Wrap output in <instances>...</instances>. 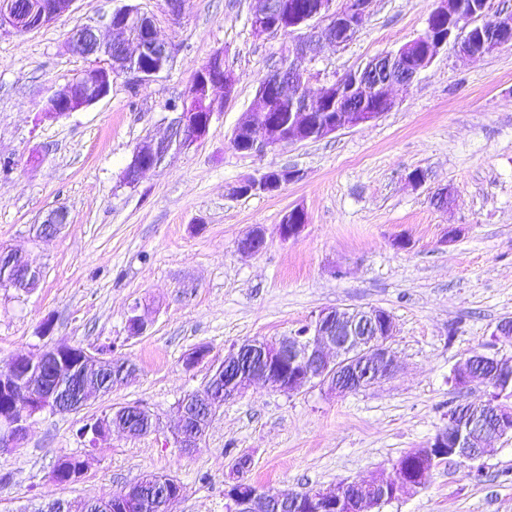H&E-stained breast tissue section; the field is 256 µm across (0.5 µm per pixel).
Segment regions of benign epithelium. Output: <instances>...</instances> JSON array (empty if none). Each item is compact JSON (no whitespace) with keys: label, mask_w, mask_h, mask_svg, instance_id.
Instances as JSON below:
<instances>
[{"label":"benign epithelium","mask_w":512,"mask_h":512,"mask_svg":"<svg viewBox=\"0 0 512 512\" xmlns=\"http://www.w3.org/2000/svg\"><path fill=\"white\" fill-rule=\"evenodd\" d=\"M75 0H44L41 16L55 20L71 11ZM251 16L253 33L262 38L278 33L290 34L296 30H318L325 40L343 45L362 27L371 15L373 0H344L337 7L334 0H321L311 13L289 14L282 11L278 0H254ZM0 3V30L10 27L18 30L20 17ZM105 30L84 26L68 36V47L81 55H95L98 65L72 81L53 88L42 101L41 112L49 118H60L87 107L107 95L112 77L130 74L135 81H146L163 71L174 56L172 45L157 39L153 19L132 9L113 12L105 23ZM453 42L461 54L478 57L512 43V10L496 9L491 0H438L430 14L425 32L395 51L373 58L357 72L362 79L360 87L375 95L373 104L359 99L355 91L345 87L348 75L320 88L315 100L300 97L293 100L288 124L274 120L269 114L272 98L285 91L302 87L308 70L300 67L306 56V42L298 41L289 47L277 67L260 83L256 97L233 129L230 144L243 154H263L291 143L325 138L340 130L358 127L379 118L393 106L386 88L393 83L410 84L428 68L441 49ZM224 90V96L215 95V89ZM235 78L225 68L216 71L209 66L197 68L191 77L180 111L170 122V135L139 143L124 172L128 185L138 183L141 175L162 163L171 150L181 149L201 140L208 132L215 114L224 110V104L233 96ZM325 108L322 124L313 126L312 114ZM300 172L294 168H269L238 183L233 189L237 196L271 193L298 180ZM65 211L48 213L40 225V236L54 235L66 223ZM307 224L304 209L293 207L283 216L279 234L284 240L300 235ZM264 245V233L256 228L238 242L243 254H255ZM396 335L393 316L385 310L327 309L319 312L306 327L302 336H284L278 340L254 339L233 344L224 354V367L231 369L245 357L259 358V364L243 377H236L229 385L228 398L243 395L255 381L269 387L293 393L307 385H317L334 396H343L349 387L343 383V373L354 367H365L374 374L377 383L397 371L392 342ZM78 360L86 373L101 369L108 360L102 352L87 349L75 351V346L55 343L46 347L37 358L17 355L10 366L0 370V395L13 400L19 407L0 411V449L18 448L25 439L30 421L45 411H67L72 406L56 392L43 393L35 389L29 375L51 361L58 373L73 371L71 363ZM512 374V358L474 353L452 370V380L460 388L471 383L487 381L492 374ZM288 374V383L280 377ZM483 405L490 409L492 425L483 431L477 442L478 451L470 456H459V462L474 463L493 451L490 440L512 434V405L499 397H488ZM213 411L189 417L184 410L176 411L174 442L181 448L197 446L209 426ZM473 441L470 428L459 423L457 414H448V428L437 433L424 448H414L411 454L426 459L422 476L408 477L399 471L385 479L375 476L369 480L339 482L333 487L318 489L307 495H271L237 478L227 485L225 496L232 503V512H374L383 505L426 484L435 464L448 456L450 448H467ZM140 500L137 485L121 490L116 502L124 512Z\"/></svg>","instance_id":"7a95c632"}]
</instances>
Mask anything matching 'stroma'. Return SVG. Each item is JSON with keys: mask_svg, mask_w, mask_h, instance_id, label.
Instances as JSON below:
<instances>
[{"mask_svg": "<svg viewBox=\"0 0 512 512\" xmlns=\"http://www.w3.org/2000/svg\"><path fill=\"white\" fill-rule=\"evenodd\" d=\"M252 6L187 0L175 19L164 0H75L50 24L0 32V160L9 164L0 172V247L42 273L31 292L0 288V364L67 341L91 351L114 345L136 369L128 384L78 410L35 416L21 446L0 451V512L106 497L149 473L182 485L172 512H229L225 486L244 455L243 479L272 494L387 477L446 426L452 407L484 400L481 384L450 383L459 361L475 351L512 357V343L493 336L512 318V45L479 58L447 46L411 85L391 87L394 105L375 121L245 155L232 148V131L289 41L256 37ZM434 6L374 0L348 43L312 46L307 89L414 39ZM123 7L152 17L158 38L175 48L171 67L141 83L116 76L97 103L45 117L48 91L93 63L67 49L69 33ZM218 52L236 79L233 100L203 139L126 185L133 149L166 134L194 70ZM270 166L301 177L273 193L233 194ZM417 169L428 174L420 186L409 180ZM441 187L454 192L445 208L434 201ZM297 205L308 222L282 240V217ZM55 209L66 224L38 238ZM256 227L263 249L239 252ZM134 307L148 321L139 336L126 328ZM328 308L390 312L397 374L341 397L258 383L224 403L197 448L176 447L178 400L201 388L231 344L295 335ZM201 344L208 360L185 368ZM126 405L153 414L155 430L133 438L116 429L93 444L77 437ZM493 446L481 480L467 465H443L382 512H512V437ZM63 454L87 462L68 485L52 479Z\"/></svg>", "mask_w": 512, "mask_h": 512, "instance_id": "obj_1", "label": "stroma"}]
</instances>
